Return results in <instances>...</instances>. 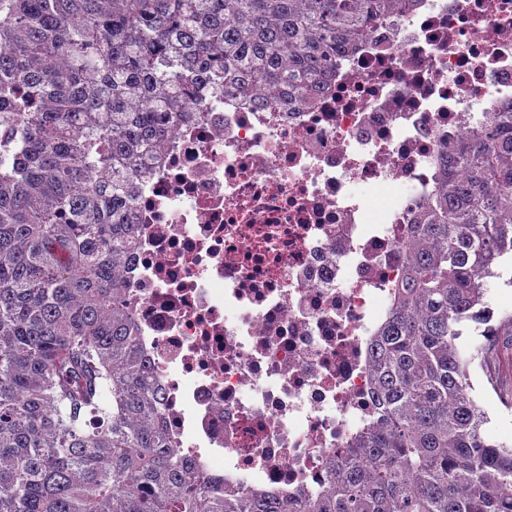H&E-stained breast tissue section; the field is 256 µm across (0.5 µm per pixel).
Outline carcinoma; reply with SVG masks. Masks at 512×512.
<instances>
[{"mask_svg":"<svg viewBox=\"0 0 512 512\" xmlns=\"http://www.w3.org/2000/svg\"><path fill=\"white\" fill-rule=\"evenodd\" d=\"M413 0H0V512H512L471 369L512 260V105L448 146L371 341L375 417L315 499L228 494L175 450L116 283L138 181L203 94L299 106Z\"/></svg>","mask_w":512,"mask_h":512,"instance_id":"obj_1","label":"carcinoma"}]
</instances>
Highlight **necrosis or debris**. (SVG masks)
Instances as JSON below:
<instances>
[{
    "label": "necrosis or debris",
    "instance_id": "obj_1",
    "mask_svg": "<svg viewBox=\"0 0 512 512\" xmlns=\"http://www.w3.org/2000/svg\"><path fill=\"white\" fill-rule=\"evenodd\" d=\"M511 102L512 0H417L308 105L175 129L117 283L180 456L228 492L325 493L439 159Z\"/></svg>",
    "mask_w": 512,
    "mask_h": 512
}]
</instances>
